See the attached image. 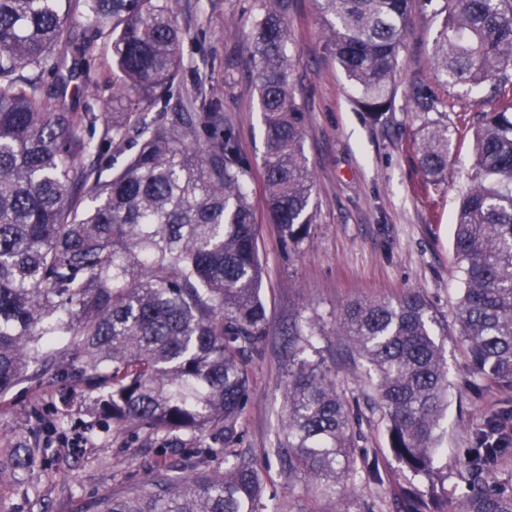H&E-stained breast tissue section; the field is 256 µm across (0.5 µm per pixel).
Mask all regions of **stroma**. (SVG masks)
Masks as SVG:
<instances>
[{
	"label": "stroma",
	"mask_w": 512,
	"mask_h": 512,
	"mask_svg": "<svg viewBox=\"0 0 512 512\" xmlns=\"http://www.w3.org/2000/svg\"><path fill=\"white\" fill-rule=\"evenodd\" d=\"M255 0H177L183 45V84L215 90L224 99L222 123L232 128L240 156L250 168L248 189L258 225L265 267L261 298L268 314L266 336L253 358L251 392L240 421L236 450L258 463L264 499L279 512H395L401 487L428 492L429 481L414 476L389 451L381 410L364 404L371 391L370 368L336 331L341 308L354 300L391 298L420 292L448 323L443 339L448 362V412L439 442L442 512H458L468 494L464 459L476 445L475 431L496 413L512 410V392L484 387L473 374L462 344L455 310L460 270L452 252L454 219L472 176L469 129L494 103L487 89L452 88L432 66L438 20L414 16L393 76L390 112L373 120L337 63L322 33L316 0H294L288 24L291 69L297 99L308 115L304 143L314 181L315 222L296 248L284 247L267 207L262 157L264 128L257 89L249 76L246 35ZM97 83L68 104L76 111H107L112 97L108 48L96 51ZM426 88L444 102L454 132L447 183L434 190L418 162L423 113L411 98ZM312 321L316 334L307 349L335 377L347 399L362 402L358 447L362 458L378 460L382 481L357 478L346 499L312 492L288 472L275 450L283 436L288 384L287 328L292 320ZM54 387L24 385L0 407V433L21 436L38 427L35 411L57 396ZM69 437L78 441L58 483L38 494L12 496L7 512H79L105 495H125L129 486L146 489L161 439L148 431L95 428L86 397L69 410Z\"/></svg>",
	"instance_id": "35a3bbf8"
}]
</instances>
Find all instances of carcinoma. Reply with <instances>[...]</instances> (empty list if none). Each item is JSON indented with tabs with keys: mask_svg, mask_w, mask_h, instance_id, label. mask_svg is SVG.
Listing matches in <instances>:
<instances>
[{
	"mask_svg": "<svg viewBox=\"0 0 512 512\" xmlns=\"http://www.w3.org/2000/svg\"><path fill=\"white\" fill-rule=\"evenodd\" d=\"M176 0H0V397L21 384L80 388L104 424L161 437L150 488L100 498L85 512H268L261 470L230 447L249 397L251 362L267 329L264 268L249 202L248 166L229 132H213L223 100L202 112L147 123L139 104L182 84L185 34ZM332 53L364 111L379 119L394 102L391 81L413 15L433 0H318ZM292 0H257L249 53L262 112V168L273 223L297 247L314 223L304 142L307 114L290 68ZM434 41L436 75L450 87L512 85V0H448ZM111 50L112 103L96 115L65 104L93 83L87 63ZM426 114L419 163L443 183L452 134L439 101L418 88ZM436 116H430V113ZM135 151L108 174L86 162L98 151L90 128ZM473 175L455 217L462 272L456 321L484 385L512 389V100L483 114L472 134ZM340 334L368 363L389 448L416 475L436 476L448 369L439 337L448 324L423 295L355 300ZM310 325L288 328L285 440L277 455L316 491L342 497L358 472L359 403L330 371L303 357ZM71 400L37 433L0 439V512L5 493L50 481L48 450L66 436ZM509 416L488 418L465 461L470 492L460 512H512V491L486 461L508 445ZM224 430L223 448L185 460L170 439ZM217 466H211V463ZM401 512H441L439 493L409 487Z\"/></svg>",
	"mask_w": 512,
	"mask_h": 512,
	"instance_id": "1",
	"label": "carcinoma"
}]
</instances>
